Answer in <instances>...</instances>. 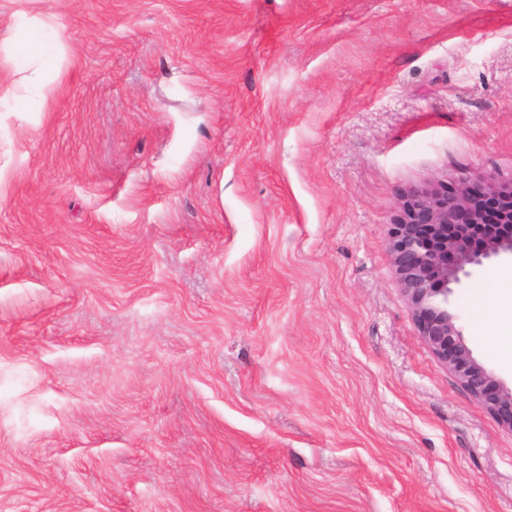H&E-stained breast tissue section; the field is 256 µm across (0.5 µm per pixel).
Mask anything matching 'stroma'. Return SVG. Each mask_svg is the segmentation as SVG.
<instances>
[{
  "mask_svg": "<svg viewBox=\"0 0 512 512\" xmlns=\"http://www.w3.org/2000/svg\"><path fill=\"white\" fill-rule=\"evenodd\" d=\"M0 512H512V432L422 342L412 186L512 176V0H0ZM450 310L506 384L475 313ZM20 33L13 38L12 60L17 70H24L34 61H40L46 71H52L62 49L59 31L36 17L22 15ZM28 95L23 101L17 102L6 110L0 112H38L43 101L50 93L52 80L42 74L36 73L29 78Z\"/></svg>",
  "mask_w": 512,
  "mask_h": 512,
  "instance_id": "1",
  "label": "stroma"
}]
</instances>
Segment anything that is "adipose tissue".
Wrapping results in <instances>:
<instances>
[{"label":"adipose tissue","mask_w":512,"mask_h":512,"mask_svg":"<svg viewBox=\"0 0 512 512\" xmlns=\"http://www.w3.org/2000/svg\"><path fill=\"white\" fill-rule=\"evenodd\" d=\"M12 60L16 69L23 70L32 61H40L43 70L29 79L28 94L14 106L18 112L39 111L51 91L52 81L46 70L52 69L62 42L57 28L35 17H23L19 32L13 38ZM481 335L490 337V349L504 362L512 363V269L503 271L486 291V308L477 317Z\"/></svg>","instance_id":"ef3b65f1"}]
</instances>
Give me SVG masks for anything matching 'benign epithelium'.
<instances>
[{"instance_id":"7a95c632","label":"benign epithelium","mask_w":512,"mask_h":512,"mask_svg":"<svg viewBox=\"0 0 512 512\" xmlns=\"http://www.w3.org/2000/svg\"><path fill=\"white\" fill-rule=\"evenodd\" d=\"M388 249L421 340L512 432V388L473 355L448 309L461 278L512 258V178L485 181L463 175L453 190L432 183L411 187L389 225Z\"/></svg>"}]
</instances>
